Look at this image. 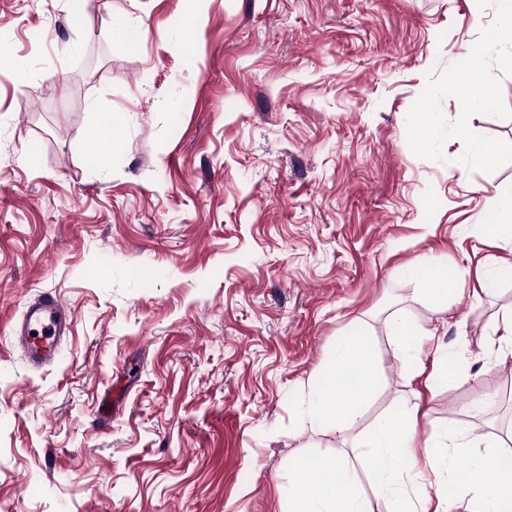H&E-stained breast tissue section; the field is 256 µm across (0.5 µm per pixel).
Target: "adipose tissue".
Wrapping results in <instances>:
<instances>
[{"mask_svg": "<svg viewBox=\"0 0 512 512\" xmlns=\"http://www.w3.org/2000/svg\"><path fill=\"white\" fill-rule=\"evenodd\" d=\"M378 385L373 352L366 337L340 338L322 376L309 388L305 423L340 435L357 425ZM417 411L400 406L382 416L364 439L358 460L343 449L295 463L289 476L287 512H368L357 464H364L374 494L389 501L391 512H444L431 486L456 482L470 496L471 512L512 503V464L504 463L495 442L471 431L455 432L452 449L418 429ZM478 455L466 469L456 456L468 449Z\"/></svg>", "mask_w": 512, "mask_h": 512, "instance_id": "adipose-tissue-1", "label": "adipose tissue"}]
</instances>
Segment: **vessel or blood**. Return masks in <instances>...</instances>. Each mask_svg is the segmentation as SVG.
<instances>
[{
	"mask_svg": "<svg viewBox=\"0 0 512 512\" xmlns=\"http://www.w3.org/2000/svg\"><path fill=\"white\" fill-rule=\"evenodd\" d=\"M71 322L60 301L50 295L32 301L21 321L11 328L12 339L30 366L51 364L61 337L69 335Z\"/></svg>",
	"mask_w": 512,
	"mask_h": 512,
	"instance_id": "obj_1",
	"label": "vessel or blood"
}]
</instances>
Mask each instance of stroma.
Segmentation results:
<instances>
[{"instance_id":"1","label":"stroma","mask_w":512,"mask_h":512,"mask_svg":"<svg viewBox=\"0 0 512 512\" xmlns=\"http://www.w3.org/2000/svg\"><path fill=\"white\" fill-rule=\"evenodd\" d=\"M496 24L493 0H0V512H285L299 459L353 452L398 403L512 439V277L471 296L512 268L485 229L512 54L468 79ZM105 112L119 142L93 165ZM46 293L72 332L34 369L11 327ZM397 311L437 332L419 360ZM357 327L379 389L324 436L308 383ZM446 352L450 381L415 379ZM418 275L425 286L422 289L429 298L443 300L452 292V288H448V277L441 273L438 266L423 265L419 269ZM392 322L400 337V353L408 358H416L421 352L422 346L429 336H434L421 327H410L404 321L401 313H396L392 317Z\"/></svg>"}]
</instances>
